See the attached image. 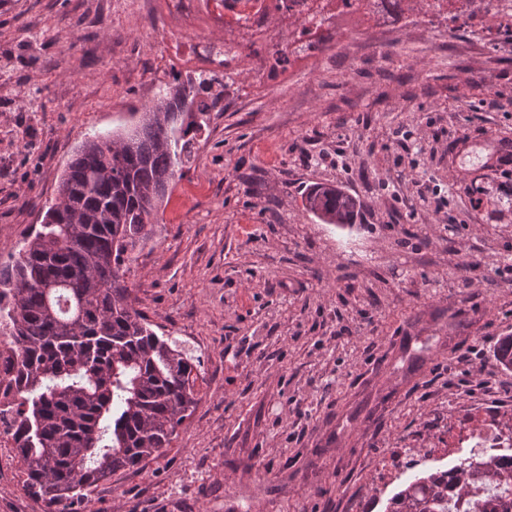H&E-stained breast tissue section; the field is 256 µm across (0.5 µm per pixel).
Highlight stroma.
<instances>
[{"instance_id":"1","label":"stroma","mask_w":512,"mask_h":512,"mask_svg":"<svg viewBox=\"0 0 512 512\" xmlns=\"http://www.w3.org/2000/svg\"><path fill=\"white\" fill-rule=\"evenodd\" d=\"M167 3L0 0V266L85 137L185 80L170 41L212 19ZM238 58L125 275L198 363L197 404L84 512H384L367 502L385 449L423 455L449 409L512 401L494 359L512 334V38L351 29L274 75ZM321 183L357 198L352 226L305 210ZM405 327L411 351H390ZM0 512H45L1 447Z\"/></svg>"}]
</instances>
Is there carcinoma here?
<instances>
[{
	"label": "carcinoma",
	"instance_id": "carcinoma-1",
	"mask_svg": "<svg viewBox=\"0 0 512 512\" xmlns=\"http://www.w3.org/2000/svg\"><path fill=\"white\" fill-rule=\"evenodd\" d=\"M267 59L270 72L284 70L288 51L270 46ZM202 88L168 83L136 124L87 136L40 227L0 268V335L12 358L0 385L17 400L25 487L44 497L46 512H77L97 483L161 456L197 403L196 365L135 308L125 275L188 156V135L201 127ZM357 206L331 184L304 197L326 224L351 223ZM496 361L512 369V336ZM463 469L512 490V473L497 461ZM467 495L458 485L451 496L447 480L420 473L385 512H460Z\"/></svg>",
	"mask_w": 512,
	"mask_h": 512
}]
</instances>
